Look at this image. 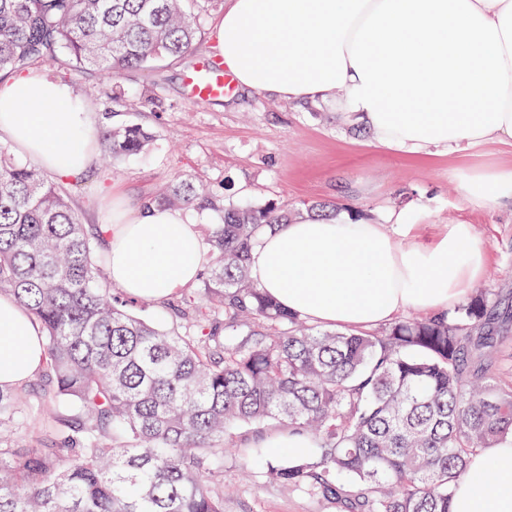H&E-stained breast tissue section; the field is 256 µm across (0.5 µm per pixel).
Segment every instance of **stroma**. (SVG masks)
Listing matches in <instances>:
<instances>
[{"label": "stroma", "instance_id": "35a3bbf8", "mask_svg": "<svg viewBox=\"0 0 512 512\" xmlns=\"http://www.w3.org/2000/svg\"><path fill=\"white\" fill-rule=\"evenodd\" d=\"M225 2L209 0L200 8L188 56L127 70L117 81L89 70L35 66V73L49 80L97 87L98 95L87 103L98 114L111 111L116 121L139 122L155 131L146 153L112 168L98 159L77 177L62 180L83 222L105 223L113 194L139 205L178 175L228 202L273 205L296 214L325 201L335 213L379 224L387 213L407 209L415 225L409 241L420 247L437 241L450 225H469L489 253L478 287L512 303V205H476L462 186L474 173L512 166V145L489 141L460 152L410 155L379 147L362 124L337 113L329 99L295 104L239 88L224 98L193 104L183 76L200 59L216 58ZM116 85L125 99L113 105L109 94ZM45 381L40 372L22 385L30 408L18 434L30 449L48 444L39 423ZM224 512L340 510L269 481L237 447L224 455Z\"/></svg>", "mask_w": 512, "mask_h": 512}]
</instances>
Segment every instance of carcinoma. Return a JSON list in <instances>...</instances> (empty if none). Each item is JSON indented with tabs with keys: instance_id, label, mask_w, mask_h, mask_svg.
<instances>
[{
	"instance_id": "obj_1",
	"label": "carcinoma",
	"mask_w": 512,
	"mask_h": 512,
	"mask_svg": "<svg viewBox=\"0 0 512 512\" xmlns=\"http://www.w3.org/2000/svg\"><path fill=\"white\" fill-rule=\"evenodd\" d=\"M197 2L0 0V82L36 64L114 79L181 58ZM153 138L110 122L98 136L113 165ZM144 204L222 214L201 287L176 308L193 333L129 312L96 257L100 227L0 147V295L40 325L54 406L50 444L30 452L11 437L28 402L0 389V512H224V438L264 423L313 441L300 458H265L272 482L345 512H450L469 458L512 437L490 292L375 333L316 329L251 275L287 211L227 203L184 176Z\"/></svg>"
}]
</instances>
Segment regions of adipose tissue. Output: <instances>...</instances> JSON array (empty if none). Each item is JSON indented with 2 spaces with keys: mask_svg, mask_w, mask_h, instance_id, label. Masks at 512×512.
I'll use <instances>...</instances> for the list:
<instances>
[{
  "mask_svg": "<svg viewBox=\"0 0 512 512\" xmlns=\"http://www.w3.org/2000/svg\"><path fill=\"white\" fill-rule=\"evenodd\" d=\"M218 47L239 86L289 101L337 95L388 149L512 144V0H228ZM97 127L69 86L29 73L0 83V142L59 179L92 165ZM467 192L480 205L512 202V168L471 177ZM411 229L402 212L383 224L308 214L264 236L251 274L322 325L371 329L408 310L448 313L483 274L487 251L464 224L423 249L405 242ZM102 230L107 276L126 297L159 301L196 282L203 238L188 212L116 197ZM43 360L34 316L0 295V388L27 381ZM491 463L496 487L483 494ZM451 512H512V439L472 456Z\"/></svg>",
  "mask_w": 512,
  "mask_h": 512,
  "instance_id": "1",
  "label": "adipose tissue"
}]
</instances>
